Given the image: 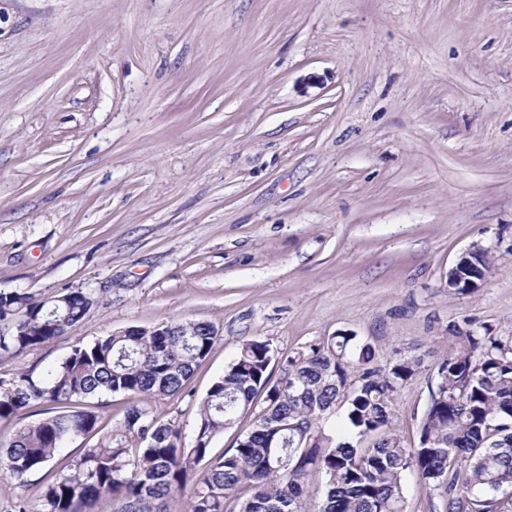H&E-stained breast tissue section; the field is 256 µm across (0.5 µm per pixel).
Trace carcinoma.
<instances>
[{"label": "carcinoma", "mask_w": 512, "mask_h": 512, "mask_svg": "<svg viewBox=\"0 0 512 512\" xmlns=\"http://www.w3.org/2000/svg\"><path fill=\"white\" fill-rule=\"evenodd\" d=\"M93 303L82 290L48 302L0 292V352L20 354L74 330ZM451 332L412 448L393 428L394 402L418 361L380 366L376 349L352 332L284 358L265 341L242 344L200 403L189 446L180 424L151 403L184 389L217 341L213 324L172 320L78 342L40 379L23 369L0 374V420L39 415L0 441V477L53 475L42 512H95L107 499L113 512H167L175 496L186 498L185 512H405L412 473L445 512H502L512 506V340L486 325ZM106 394L131 401L110 431L79 406ZM338 414L343 437L329 430ZM244 417L251 430L212 454L213 439ZM76 437L96 442L57 469Z\"/></svg>", "instance_id": "obj_1"}]
</instances>
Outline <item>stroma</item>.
Segmentation results:
<instances>
[{
    "mask_svg": "<svg viewBox=\"0 0 512 512\" xmlns=\"http://www.w3.org/2000/svg\"><path fill=\"white\" fill-rule=\"evenodd\" d=\"M488 251L481 287L448 272ZM95 303L0 373L75 342L213 323L192 439L248 340L337 331L419 360L394 428L418 442L452 327L512 338V0H0V292ZM36 473L0 512H40Z\"/></svg>",
    "mask_w": 512,
    "mask_h": 512,
    "instance_id": "35a3bbf8",
    "label": "stroma"
}]
</instances>
